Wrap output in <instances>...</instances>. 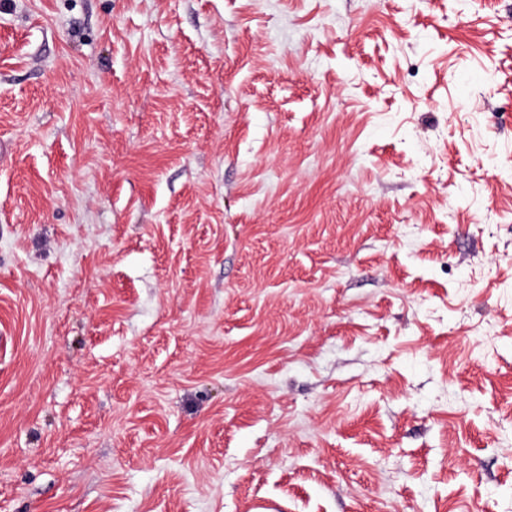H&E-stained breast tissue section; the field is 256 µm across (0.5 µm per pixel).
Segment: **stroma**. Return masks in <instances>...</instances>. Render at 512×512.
Listing matches in <instances>:
<instances>
[{"label": "stroma", "instance_id": "35a3bbf8", "mask_svg": "<svg viewBox=\"0 0 512 512\" xmlns=\"http://www.w3.org/2000/svg\"><path fill=\"white\" fill-rule=\"evenodd\" d=\"M0 512H512V0H0Z\"/></svg>", "mask_w": 512, "mask_h": 512}]
</instances>
